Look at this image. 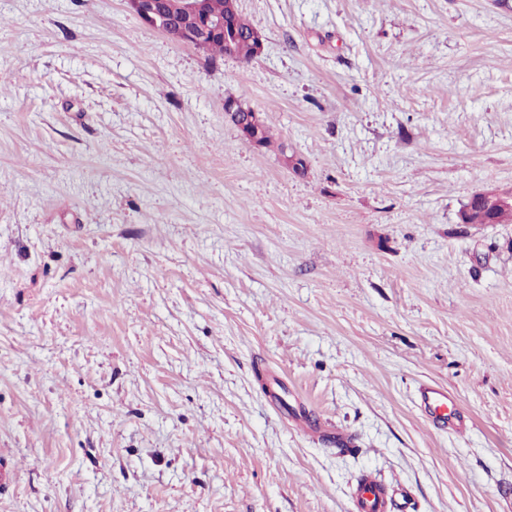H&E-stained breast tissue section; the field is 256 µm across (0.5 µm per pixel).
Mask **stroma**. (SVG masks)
I'll return each mask as SVG.
<instances>
[{"instance_id": "35a3bbf8", "label": "stroma", "mask_w": 512, "mask_h": 512, "mask_svg": "<svg viewBox=\"0 0 512 512\" xmlns=\"http://www.w3.org/2000/svg\"><path fill=\"white\" fill-rule=\"evenodd\" d=\"M238 7L249 62L0 0V512H351L368 471L512 512V224L459 221L512 192V0ZM418 401L427 422L434 428H451L463 434L468 428L466 416L457 409L455 398L437 385L424 384L418 389ZM295 423L297 429L305 435L327 439L329 442L336 444V446L343 447L350 445V439L347 435L327 428L320 418L301 413L298 415V418L295 419Z\"/></svg>"}]
</instances>
